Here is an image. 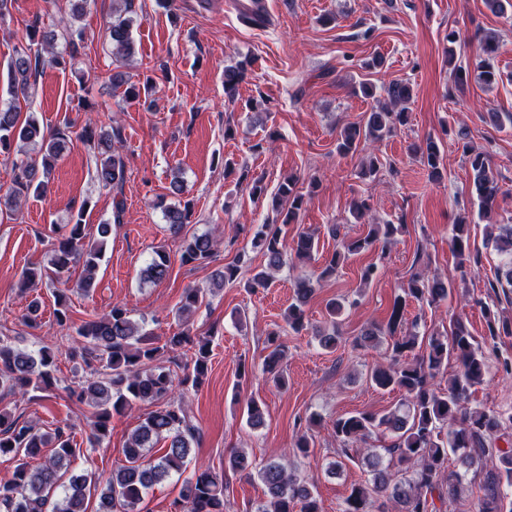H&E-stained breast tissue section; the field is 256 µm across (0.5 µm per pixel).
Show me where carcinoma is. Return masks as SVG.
I'll use <instances>...</instances> for the list:
<instances>
[{
	"label": "carcinoma",
	"mask_w": 512,
	"mask_h": 512,
	"mask_svg": "<svg viewBox=\"0 0 512 512\" xmlns=\"http://www.w3.org/2000/svg\"><path fill=\"white\" fill-rule=\"evenodd\" d=\"M243 20L260 25L266 20L263 0H251ZM132 19L118 17L106 22L105 36L112 58L120 63L135 53L132 38ZM68 56L75 59L83 43L81 27L65 30ZM27 46L16 50L9 72L8 93L11 101L0 106V149L7 151L17 140L38 146L37 156L12 163L13 176L9 189L0 194V214L12 212L22 197L43 195L49 189L51 173L63 153L78 140L92 150L95 177L101 187L114 192L112 199L113 223L98 227V238L87 239L81 220L64 225L56 231L49 264L57 279L75 265L83 267L84 276L76 289L89 292L94 288V275L103 256L106 239L112 224L122 223L124 199L122 189L126 178L124 157L112 150V140L121 137L120 130L110 131L104 126L85 125L71 137L65 133L46 131L37 119L21 117L17 103L28 101L34 85L37 67L43 61L41 50L55 42L56 33L32 28L27 33ZM484 59L476 65L480 80L487 86L497 83L500 74L491 60L499 51L496 39L486 35L481 39ZM247 61L224 70V95L235 102L239 84L246 77ZM392 108H380L369 114L365 125L344 128L336 149L342 156L358 151L367 139L379 140L399 125L406 124L408 112L404 108L411 98V87L404 81H392L383 86ZM473 172V182L481 207L490 209L496 202L498 187L488 173L486 154L463 144ZM421 161L428 168L430 178L439 182L444 168L439 145L427 140L421 150ZM305 203V195L298 188V179L287 176L279 184L273 197V206L283 215L282 223L295 220ZM167 231L181 240V262L205 264L214 257V241L208 233L188 234L192 223L191 203L164 208ZM399 226L374 224L364 236L340 241L331 255L323 258L320 272L299 279L294 302L288 307L284 320L295 333L304 329V307L316 291L315 284L338 272L341 264L351 256L366 252L382 241L390 243ZM497 251L512 257V226H504L493 237ZM252 246L265 257L266 265L251 272L247 252L240 251L235 258L212 272L207 288L185 289L177 308L180 331L159 343L142 331L119 305L100 316L82 322L74 328L79 356L91 369V376L81 381L74 393L91 409V430L87 442L94 448L103 443L112 416L122 414L139 402L152 401L157 409L150 412L133 431L124 448V463L113 470L106 481L96 512H136L152 486L172 475L184 476L191 463L192 445L199 443L201 431L193 416L175 394L176 385L198 387L207 374L211 356L210 341L193 334L189 319L226 285H241L248 289L266 288L273 275L290 255L292 263L305 264L315 259L318 246L312 234L299 233L289 244L276 224H261L253 234ZM455 266L462 270L478 263L469 245L467 225H455L452 238ZM170 259L163 250H157L141 270L146 282L158 284L169 274ZM251 276H246V273ZM451 284L439 277L411 278L404 295L395 299L390 317L385 324L374 323L355 341L357 347L387 343L390 351L387 363L370 370L371 383L382 390H398L404 397L383 414L357 412L336 419L333 431L341 443L337 459L330 462L332 473L346 463H358L368 469L369 478L351 485L343 499L340 512H442V505L455 498L463 488V477L448 471V454L458 455L467 468L477 465L484 469L483 482L478 486V512H512V500H506L502 488L512 487V448L497 446L500 432L512 429V409L486 412L469 407L472 388L481 383L486 372L483 348L474 342L465 323L457 318L450 323V333L434 332L427 338L405 327L404 311L409 300L431 304L448 299ZM329 319L318 331L321 347L336 348L342 305L331 302L327 306ZM490 339L501 334H512V321L498 311V303L483 305ZM281 332L267 335L269 352L265 371L275 386L285 384L282 362L287 356L286 346L280 341ZM195 348L193 369L176 377V373L162 365L170 352L185 346ZM424 353L412 355L418 348ZM455 358L460 372L448 381L444 390L435 388L434 380L449 358ZM56 355L49 346L38 352L24 350L6 336L0 337V392L14 393L43 391L52 387ZM316 424V417L307 419L306 430L298 436L295 451L309 456L308 431ZM384 438L379 449L361 454L355 444L372 436ZM166 443L165 453L157 459L148 456L149 449L158 441ZM81 449L74 445L69 426H58L51 432H41L34 425L19 421L11 412L0 411V455L19 458L12 477L0 481V512H89L86 479L69 474L70 467ZM44 456L36 466L29 460ZM229 466L235 472L256 474L265 486L266 500L254 512H320L318 499L310 487L299 481L285 465L270 461L260 466L247 456L234 453ZM68 482H62L63 475ZM224 478L208 468L197 466L184 476L173 512H224Z\"/></svg>",
	"instance_id": "obj_1"
}]
</instances>
